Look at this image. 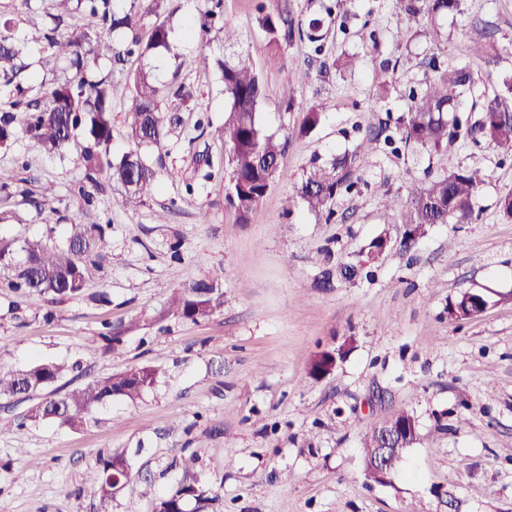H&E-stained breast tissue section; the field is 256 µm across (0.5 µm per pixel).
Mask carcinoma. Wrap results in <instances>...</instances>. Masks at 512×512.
Returning a JSON list of instances; mask_svg holds the SVG:
<instances>
[{
  "mask_svg": "<svg viewBox=\"0 0 512 512\" xmlns=\"http://www.w3.org/2000/svg\"><path fill=\"white\" fill-rule=\"evenodd\" d=\"M57 13L52 24L36 34L18 40L11 22L0 23V96L10 99V109L0 112V146L17 138L13 126L15 112L27 117L23 134L50 152L64 153L75 149L83 173V182L99 189L105 182H116L124 192L115 203L124 208L141 203L153 194L155 171L136 151L117 158L112 154V75L94 77L90 63L105 57L117 62L123 56L136 53L141 57L170 49L169 31L158 23L147 38L138 33L139 19L132 10L120 9L117 0H52ZM393 9L408 16H425L433 25V40L442 37L438 19L459 10L461 0H389ZM210 8L198 17L195 28L209 34L222 18V0H209ZM80 14L92 20V27H74L63 31L65 18ZM270 42L292 38L297 33L311 42L322 40L323 21L311 18L306 22L288 18L279 10L260 17ZM131 32L127 46L120 48L113 34L120 30ZM39 44L52 57L66 63L74 72L64 82H40L37 98L26 99L20 86L10 88L20 71L17 59L25 42ZM469 51L478 58L493 60L496 46L490 35L479 31L471 39ZM227 101L224 126L220 136L228 150V184L226 200L240 224L250 223L251 215L264 198L279 173V158L283 144L266 132L259 120L264 98V86L248 60L241 54L224 56L217 61ZM434 75L425 89L411 95V103L397 122L395 131L384 137L385 143L398 152L400 147L429 156L448 147V140L459 132L474 140L482 139L504 151H512V80L504 81V92L492 97L483 96L479 118L461 116L455 101L474 90V77L466 66L442 67L432 64ZM307 70L291 69L283 85V96L294 100L296 88L309 79ZM132 102L126 112L130 140L139 147L163 145L167 135L165 117L159 108L163 96L156 77L140 70L129 77ZM379 135L368 134L352 154H344L328 166H314L287 197V208L301 203L316 215L331 213V205L354 186L355 171L360 158L378 149ZM486 182L482 168L472 165L456 167L413 185L403 205V232L398 239L380 234L369 244L357 262L343 267L344 276L351 279L374 266L393 247L407 253L412 251L433 224H470L475 205ZM110 225L96 222L72 225L68 244L57 247L47 239H26L21 250L26 255L23 265L15 268L8 286L23 293H39L51 301L79 294L84 286L87 262L104 259L110 249ZM223 275L215 273L200 281L173 289L168 300L167 314L193 322L213 315L222 305ZM484 300L472 290H462L448 301V319L470 318L471 310ZM76 370L54 361L37 362L26 369H0V397L15 398L31 388H42L56 382L68 371ZM158 370L138 366L111 376L92 380L31 408L28 417L34 421L56 420L71 426L78 425L103 402L113 397L136 400L152 388ZM99 484L94 490L98 498L96 512H112V497L117 484L130 479L131 473L123 456L100 459ZM195 502L194 512H203L212 497L209 490L188 484L174 493L163 496L154 512H186L189 502Z\"/></svg>",
  "mask_w": 512,
  "mask_h": 512,
  "instance_id": "cac0c4a2",
  "label": "carcinoma"
}]
</instances>
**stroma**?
<instances>
[{"mask_svg": "<svg viewBox=\"0 0 512 512\" xmlns=\"http://www.w3.org/2000/svg\"><path fill=\"white\" fill-rule=\"evenodd\" d=\"M288 0L294 19L327 18L322 52L301 40L272 45L259 24L276 0H224V21L239 34L236 51L261 74L260 121L284 145L280 175L250 223L225 199L227 165L219 129L224 93L214 65L226 50L220 32L191 26L206 0H164L145 25L163 22L170 51L130 58L166 85L162 109L174 116L162 149L142 154L156 171V192L142 205L112 204L115 187L82 197L75 155L48 153L26 137L0 147V240L44 238L66 246L76 220L109 225L110 252L91 269L82 294L50 302L0 287V368L43 360L80 363L81 378L138 365L159 369L141 398H115L81 425L28 420L31 401L11 403L19 426L0 433V512H94L99 456L124 455L132 478L112 512L155 502L195 483L214 497L206 512H512V218L497 206L512 191V152L458 139L428 156L379 147L359 164L361 179L337 199L332 218L284 200L315 165L354 150L380 125L396 126L410 90L430 76V57L469 63L486 93L512 76V0H462L445 19L447 41L430 24L389 10L385 0ZM48 0H0V19L16 36L47 26ZM484 27L500 50L495 64L469 58L470 31ZM366 58L345 67L346 57ZM310 70L294 101L282 95L288 71ZM191 87L190 105L173 89ZM125 78L112 84V151L132 143L124 114ZM322 114L302 133L305 111ZM211 158L210 179L201 164ZM480 159L487 180L469 224H434L409 254H387L370 277L335 278L323 287L324 250L335 263L357 260L382 230L398 233L401 203L425 170ZM53 184L55 193L43 195ZM223 271L224 305L195 322L165 316L171 289ZM484 293L488 307L448 318L461 290ZM110 304L96 301L98 294ZM123 348L105 352L106 329ZM347 346L327 376L309 373L320 351ZM417 420L418 438L392 484L365 479L362 432L400 411ZM195 455L191 469L177 465Z\"/></svg>", "mask_w": 512, "mask_h": 512, "instance_id": "35a3bbf8", "label": "stroma"}]
</instances>
